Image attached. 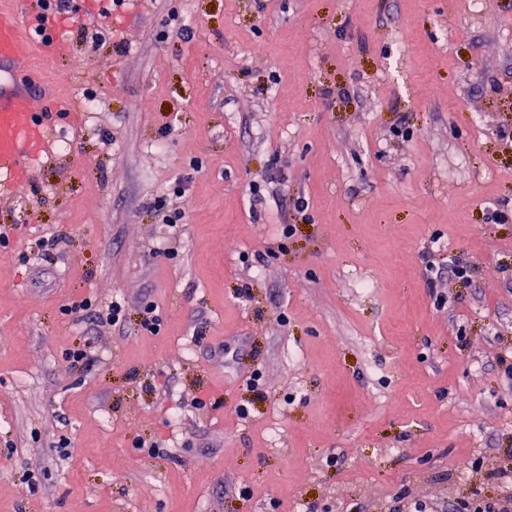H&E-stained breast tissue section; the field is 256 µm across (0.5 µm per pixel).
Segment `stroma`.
Masks as SVG:
<instances>
[{"label":"stroma","instance_id":"stroma-1","mask_svg":"<svg viewBox=\"0 0 512 512\" xmlns=\"http://www.w3.org/2000/svg\"><path fill=\"white\" fill-rule=\"evenodd\" d=\"M482 2L124 0L95 42L97 0H70L14 75L53 141L0 195V512L495 497L512 0ZM86 298L123 325L64 313ZM84 343L88 370L65 358Z\"/></svg>","mask_w":512,"mask_h":512}]
</instances>
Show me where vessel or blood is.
<instances>
[{"mask_svg":"<svg viewBox=\"0 0 512 512\" xmlns=\"http://www.w3.org/2000/svg\"><path fill=\"white\" fill-rule=\"evenodd\" d=\"M29 30L18 22L14 12L0 9V182L12 184L27 175L26 161L48 152L50 133L34 112L31 87L6 81L7 73L25 65L24 44L30 43Z\"/></svg>","mask_w":512,"mask_h":512,"instance_id":"vessel-or-blood-1","label":"vessel or blood"}]
</instances>
